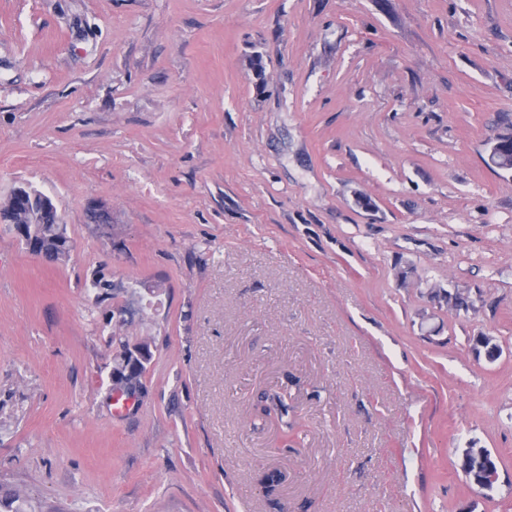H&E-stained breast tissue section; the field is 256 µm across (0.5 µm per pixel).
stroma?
<instances>
[{
    "label": "stroma",
    "mask_w": 512,
    "mask_h": 512,
    "mask_svg": "<svg viewBox=\"0 0 512 512\" xmlns=\"http://www.w3.org/2000/svg\"><path fill=\"white\" fill-rule=\"evenodd\" d=\"M504 116L512 0H0V201L73 245L0 227V496L274 512L277 469L281 512H512ZM113 336L153 351L119 417ZM492 143L496 145L490 155L493 166L503 171H512V126L503 129ZM2 204L4 202L0 203V223L23 224L27 241L42 250L49 260H60L69 253V237L65 225L59 222L57 210L40 214L23 206L6 207ZM29 250L34 255L45 256L42 252Z\"/></svg>",
    "instance_id": "1"
}]
</instances>
